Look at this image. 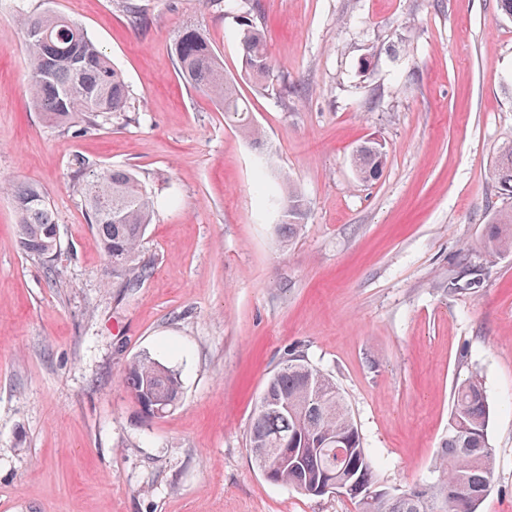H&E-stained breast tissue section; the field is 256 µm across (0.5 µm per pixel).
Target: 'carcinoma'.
Returning a JSON list of instances; mask_svg holds the SVG:
<instances>
[{
	"label": "carcinoma",
	"instance_id": "carcinoma-1",
	"mask_svg": "<svg viewBox=\"0 0 512 512\" xmlns=\"http://www.w3.org/2000/svg\"><path fill=\"white\" fill-rule=\"evenodd\" d=\"M242 69L265 85L275 66L264 32L240 18ZM28 57L27 91L33 108L50 125L76 135L103 127L112 113L126 111L129 89L110 58L78 24L52 11H22L17 18ZM184 82L216 99L224 118L252 139L258 130L234 85L224 79L222 61L204 33L186 28L174 41ZM385 162L382 148L366 142L352 156L357 176L368 181ZM488 178L512 195V141L500 146ZM72 179L81 187L88 218L112 273L132 270L154 213V200L133 173L106 168L90 176L78 162ZM17 215V242L27 255L51 258L60 248L57 224L44 192L33 185L11 184ZM288 222L279 225L290 239L302 216L299 195L288 190ZM484 247L493 255L512 253V210L493 217ZM480 273L467 270L448 280L452 291L476 287ZM124 384L143 407L170 411L179 401V373L148 357L133 359ZM490 408L482 382L470 372L453 386L448 438L434 462L436 476L393 495L381 485L377 464L333 377L291 354L267 382L249 426L254 464L269 470L268 481L291 486L313 497L340 484L356 512H478L490 487L494 451L489 444Z\"/></svg>",
	"mask_w": 512,
	"mask_h": 512
}]
</instances>
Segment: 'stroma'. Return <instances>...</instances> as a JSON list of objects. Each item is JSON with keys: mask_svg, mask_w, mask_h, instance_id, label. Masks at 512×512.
<instances>
[{"mask_svg": "<svg viewBox=\"0 0 512 512\" xmlns=\"http://www.w3.org/2000/svg\"><path fill=\"white\" fill-rule=\"evenodd\" d=\"M126 1L27 0L78 22L129 87L128 112L77 137L30 109L18 2L0 0V512H355L253 462L257 403L295 351L335 379L394 494L428 477L453 383L478 372L494 450L480 510L512 512V254L482 244L512 208L487 178L512 140V19L496 0H134L139 27ZM242 12L266 33L269 86L241 70ZM190 26L261 142L180 78L173 42ZM369 139L386 163L363 181L351 158ZM78 159L154 198L137 285L105 263ZM15 181L50 201L52 262L16 246ZM290 186L305 215L286 241ZM466 262L484 278L449 291ZM145 355L180 374L158 418L121 383Z\"/></svg>", "mask_w": 512, "mask_h": 512, "instance_id": "obj_1", "label": "stroma"}]
</instances>
